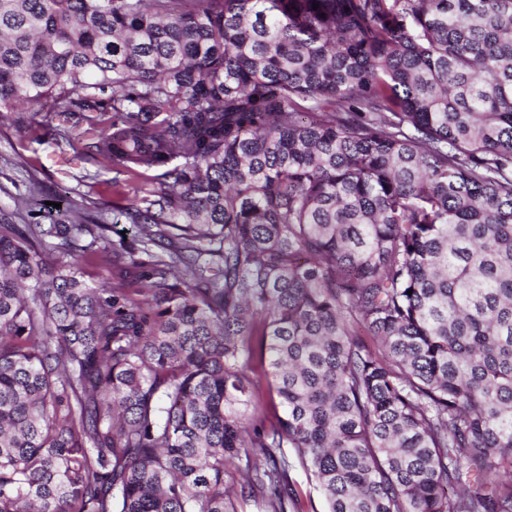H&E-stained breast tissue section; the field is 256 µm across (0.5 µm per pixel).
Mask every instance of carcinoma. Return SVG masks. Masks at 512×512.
Returning <instances> with one entry per match:
<instances>
[{
  "label": "carcinoma",
  "mask_w": 512,
  "mask_h": 512,
  "mask_svg": "<svg viewBox=\"0 0 512 512\" xmlns=\"http://www.w3.org/2000/svg\"><path fill=\"white\" fill-rule=\"evenodd\" d=\"M20 99L155 176L144 288L0 216V512H512V0H0ZM81 266L85 279L101 288H112L121 282L123 276H127L126 280L130 281L137 273V270L125 266L127 268L123 270L122 275L120 269L105 265L96 255L85 258ZM294 489L299 501V512H324L326 505L315 482L310 480L305 471L297 466L293 471Z\"/></svg>",
  "instance_id": "cac0c4a2"
}]
</instances>
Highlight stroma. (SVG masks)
I'll use <instances>...</instances> for the list:
<instances>
[{"label": "stroma", "instance_id": "obj_1", "mask_svg": "<svg viewBox=\"0 0 512 512\" xmlns=\"http://www.w3.org/2000/svg\"><path fill=\"white\" fill-rule=\"evenodd\" d=\"M55 124L51 114L33 112L25 104L16 105L0 119V211L10 214L17 224L35 218L47 224L56 215L57 205L83 198L89 207L102 210L109 226L107 244L136 239L139 227L124 214L134 199L128 173L74 159L69 147L55 154L51 134ZM34 179L43 187L42 207L35 217L20 202Z\"/></svg>", "mask_w": 512, "mask_h": 512}]
</instances>
